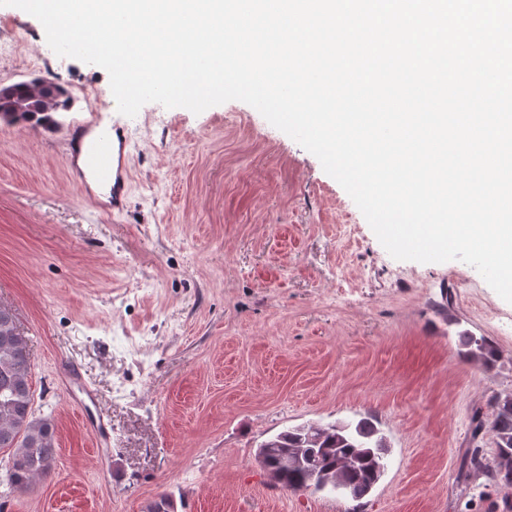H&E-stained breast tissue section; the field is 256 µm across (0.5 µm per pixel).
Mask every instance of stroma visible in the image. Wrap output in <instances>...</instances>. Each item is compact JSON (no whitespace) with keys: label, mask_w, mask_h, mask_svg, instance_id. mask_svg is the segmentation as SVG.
<instances>
[{"label":"stroma","mask_w":512,"mask_h":512,"mask_svg":"<svg viewBox=\"0 0 512 512\" xmlns=\"http://www.w3.org/2000/svg\"><path fill=\"white\" fill-rule=\"evenodd\" d=\"M54 78V130L0 121V306L29 340L33 409L52 418L51 476L5 512H512L462 454L495 466L474 407L512 391V303L472 266L399 261L320 161L254 107L118 112L108 73L61 57L42 24L0 6V85ZM95 112L142 142L128 210L111 217L69 173L67 138ZM485 337L497 361L461 353ZM95 391L58 384L61 356ZM371 414L390 454L361 500L286 492L259 444ZM460 344L465 349L464 355L483 367L492 368L495 362L496 352L494 347L484 338H476L467 332L459 334Z\"/></svg>","instance_id":"stroma-1"}]
</instances>
